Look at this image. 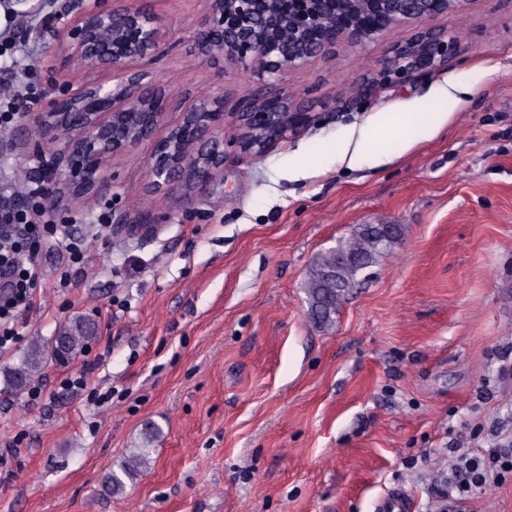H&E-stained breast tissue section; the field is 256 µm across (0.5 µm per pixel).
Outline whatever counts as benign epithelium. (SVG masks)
I'll use <instances>...</instances> for the list:
<instances>
[{"mask_svg": "<svg viewBox=\"0 0 512 512\" xmlns=\"http://www.w3.org/2000/svg\"><path fill=\"white\" fill-rule=\"evenodd\" d=\"M469 0H375L382 14L373 29L336 14L337 0H294L296 22L288 27L274 0H206V11L189 51L224 67L252 68L266 85L285 86L288 75L339 45H364L409 20H428L462 10ZM154 11L107 0H81L78 12L55 34V69L81 78L79 87L53 97L32 113L39 134L54 141L47 174L59 189L46 198L57 207L98 193L112 179V159L153 138L167 112L181 121L154 142L147 187L175 193L205 188L224 171V102L201 98L188 108L165 93L147 68L165 41ZM453 32L425 31L398 45L383 78L401 80L448 61ZM243 129L240 152L249 155L304 126L310 113L297 112L288 93L260 95L231 113Z\"/></svg>", "mask_w": 512, "mask_h": 512, "instance_id": "benign-epithelium-1", "label": "benign epithelium"}]
</instances>
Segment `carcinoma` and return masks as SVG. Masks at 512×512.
<instances>
[{"label": "carcinoma", "instance_id": "carcinoma-1", "mask_svg": "<svg viewBox=\"0 0 512 512\" xmlns=\"http://www.w3.org/2000/svg\"><path fill=\"white\" fill-rule=\"evenodd\" d=\"M400 237L401 234H396L384 246L361 224L336 246L318 253L304 282L311 322L321 329L331 328L352 289L367 277L368 269L394 248ZM94 333V323L78 318L60 326L48 338L30 337L19 362L6 371L7 390L20 393L44 373L49 363L76 357L94 339ZM159 435V428H150L144 434V446L122 461L118 469H111L103 476L101 484L105 492L122 493L125 480L147 467L149 447Z\"/></svg>", "mask_w": 512, "mask_h": 512}]
</instances>
